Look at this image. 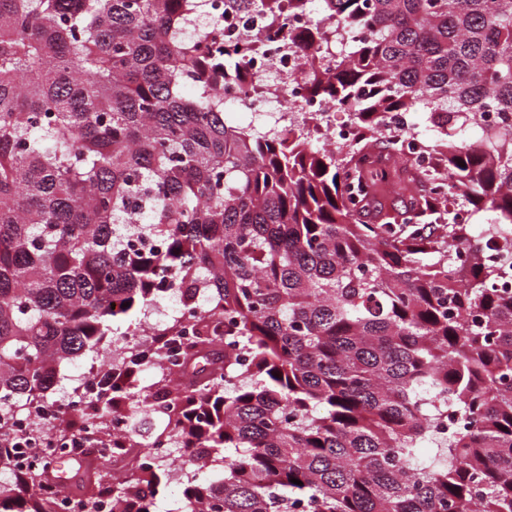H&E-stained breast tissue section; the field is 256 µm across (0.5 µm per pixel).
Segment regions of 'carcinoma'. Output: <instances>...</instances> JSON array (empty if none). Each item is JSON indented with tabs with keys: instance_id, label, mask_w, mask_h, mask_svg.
<instances>
[{
	"instance_id": "carcinoma-1",
	"label": "carcinoma",
	"mask_w": 512,
	"mask_h": 512,
	"mask_svg": "<svg viewBox=\"0 0 512 512\" xmlns=\"http://www.w3.org/2000/svg\"><path fill=\"white\" fill-rule=\"evenodd\" d=\"M194 2L0 0V476L12 407L172 294L150 366L171 398L118 368L92 416L128 415L114 450L181 449L177 512H512V264L459 221L490 211L512 247V0H319L329 26L298 31L313 0H225L309 51L307 89L357 124L348 160L225 119L242 54L181 35ZM332 29L354 38L331 71ZM418 108L437 167L358 222L370 143ZM48 466L0 481V512H55ZM169 480L141 459L87 512H155Z\"/></svg>"
}]
</instances>
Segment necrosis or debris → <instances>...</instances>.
Here are the masks:
<instances>
[{
	"mask_svg": "<svg viewBox=\"0 0 512 512\" xmlns=\"http://www.w3.org/2000/svg\"><path fill=\"white\" fill-rule=\"evenodd\" d=\"M220 27L225 44L239 47L243 54L244 81H234L224 88V101L251 112L258 125L270 135L282 136L295 129L305 111L322 114V132L331 146H343L356 135L353 124H335V109L309 95L301 73L307 61L300 51L281 39L267 37V22L257 11L225 12L224 0H197L185 22L183 32L193 35L199 30ZM156 360V345L151 337H136L118 354L105 356L100 367L84 375L76 392L28 406L15 414L13 431L27 437L17 460L18 470L25 471L38 463L58 459L60 453L78 455L71 440L60 439L51 428L61 413L85 420L95 399L98 383L109 368L124 362L130 365L151 364Z\"/></svg>",
	"mask_w": 512,
	"mask_h": 512,
	"instance_id": "4bbe7bcc",
	"label": "necrosis or debris"
}]
</instances>
